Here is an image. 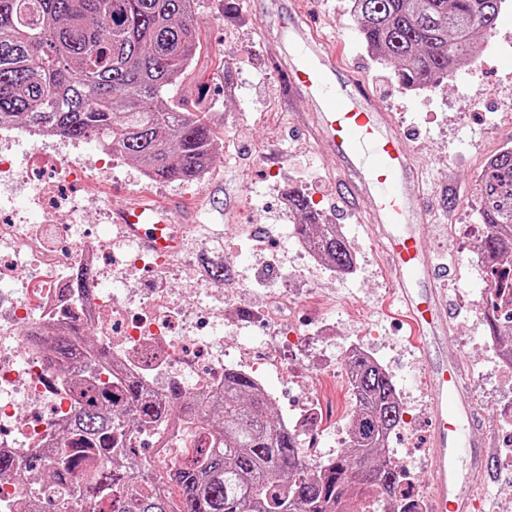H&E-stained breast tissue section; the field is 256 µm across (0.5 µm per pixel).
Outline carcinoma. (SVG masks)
Here are the masks:
<instances>
[{
	"label": "carcinoma",
	"instance_id": "obj_1",
	"mask_svg": "<svg viewBox=\"0 0 512 512\" xmlns=\"http://www.w3.org/2000/svg\"><path fill=\"white\" fill-rule=\"evenodd\" d=\"M505 0H351L363 43L396 67L412 89L435 88L476 56V37L495 29ZM197 0H0V127L18 123L54 136L93 140L154 180L197 181L222 148L206 112L169 100L200 51ZM298 223L329 267L350 270L356 254L334 224H322L309 197L290 191ZM486 225L481 260L490 276L488 319L501 355L512 354V316L497 324L496 275L512 273V149L479 180ZM69 292L94 295L91 272H75ZM47 363L68 377L72 411L53 454L32 450L58 492L57 512L80 497L96 512H418L399 493L401 469L389 453L402 420L395 386L371 357L346 361L355 404L349 441L312 465L301 442L272 412L269 395L245 371L224 369V388L193 394L180 382L158 398L114 366L87 329L50 338ZM179 423L195 452L167 489L137 462L132 431L163 437ZM40 488L25 486L18 512H40Z\"/></svg>",
	"mask_w": 512,
	"mask_h": 512
}]
</instances>
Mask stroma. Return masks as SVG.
Here are the masks:
<instances>
[{
  "label": "stroma",
  "mask_w": 512,
  "mask_h": 512,
  "mask_svg": "<svg viewBox=\"0 0 512 512\" xmlns=\"http://www.w3.org/2000/svg\"><path fill=\"white\" fill-rule=\"evenodd\" d=\"M289 0H240L225 15L224 0H200L197 20L202 48L185 82L172 88L174 103L212 113L224 125V147L210 171L198 182L147 180L134 162L109 160L96 142L54 139L40 147L29 142L9 146L12 157L31 166L25 187L4 196L15 223L51 228L53 223L86 225L102 247L118 240L114 210L122 202L144 197L178 210L179 225H192L178 263L167 280L131 273L132 287L152 293L167 289L192 299L188 270L202 243L224 254L233 278L245 282L234 307L224 311V362L236 364L241 347L263 364L271 351L267 330L257 312L264 304L262 287L272 284L293 292L280 326L288 332L281 351V371L264 375L281 420L292 417L303 397L317 408L314 431L300 429L301 439L319 438L315 462L335 457L345 444L354 403L344 378L347 349L360 343L389 373L403 420L389 447L416 491L429 493L427 437L429 409L420 350L411 339L404 311L394 296L396 277L378 245L360 224L370 207L342 202L336 158L300 124L307 108L299 97L283 93L284 75L276 64L279 30ZM320 37L327 39L347 68H361L369 88L387 108L422 167L414 193L429 210L419 234L427 258L455 265L445 288L454 306L448 339L440 348L444 361L460 364L470 376L476 422L473 441L496 445L502 433L499 414L512 411V389L499 374L500 360L492 344L485 314L490 288L476 246L485 228L478 221L479 175L498 151L512 147V0L502 9L496 29L479 36L475 63L459 69L448 83L411 90L401 85L394 65L380 64L359 39L349 0H299ZM79 158L87 177L75 188L78 209L51 219L35 198L41 167L55 154ZM299 187L328 223L340 224L356 253V269L342 274L326 265L306 268L303 276H282L298 261L286 228L296 222L284 201ZM454 207L443 202L445 192ZM492 477L478 488L486 512H512V471L490 461Z\"/></svg>",
  "instance_id": "1"
}]
</instances>
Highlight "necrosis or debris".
I'll list each match as a JSON object with an SVG mask.
<instances>
[{"label":"necrosis or debris","instance_id":"obj_1","mask_svg":"<svg viewBox=\"0 0 512 512\" xmlns=\"http://www.w3.org/2000/svg\"><path fill=\"white\" fill-rule=\"evenodd\" d=\"M57 180L41 186L40 198L55 211L73 212V196L59 191L78 181L79 159H55ZM60 245L44 248L27 224L0 223V281L15 282L0 298V452L23 453L47 445L61 446L62 421L71 401L65 379L51 381L37 347L26 345L24 328L44 329L74 315L94 327L99 342L128 374L162 391L166 376L184 381L188 391H209L224 382V352L201 335L182 299L167 292L135 298L111 290L91 301L75 302L63 293L69 274L97 268L100 249L88 230L59 227Z\"/></svg>","mask_w":512,"mask_h":512}]
</instances>
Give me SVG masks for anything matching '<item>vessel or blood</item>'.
<instances>
[{
    "instance_id": "vessel-or-blood-1",
    "label": "vessel or blood",
    "mask_w": 512,
    "mask_h": 512,
    "mask_svg": "<svg viewBox=\"0 0 512 512\" xmlns=\"http://www.w3.org/2000/svg\"><path fill=\"white\" fill-rule=\"evenodd\" d=\"M279 42L288 90L309 104L307 132L335 154L346 201L371 198L366 226L397 274L395 295L421 350L432 414L428 512H474L479 506L475 487L488 473L490 452L487 443L473 444L464 432L474 403L461 366L436 355L449 331L452 307L440 286L449 271L422 253L417 232L427 221V210L421 196L409 190L415 160L391 113L366 90L363 75L344 71L335 51L298 11H290ZM174 222L169 207L146 200L115 211L124 238L163 256L176 255L182 247ZM470 447L474 461L463 475L459 462Z\"/></svg>"
}]
</instances>
